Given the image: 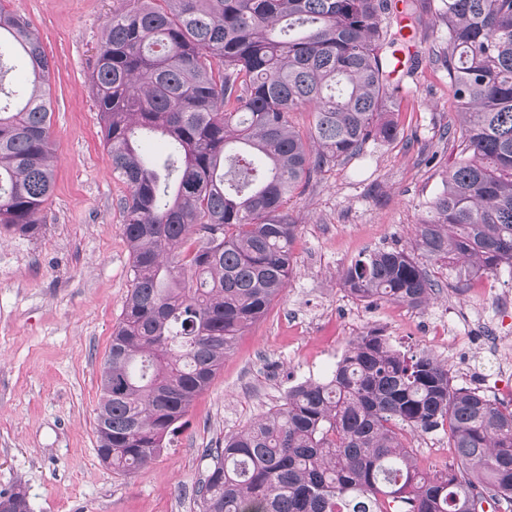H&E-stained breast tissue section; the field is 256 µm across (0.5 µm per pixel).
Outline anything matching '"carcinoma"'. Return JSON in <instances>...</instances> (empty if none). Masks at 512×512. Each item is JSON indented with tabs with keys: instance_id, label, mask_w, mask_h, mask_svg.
I'll return each instance as SVG.
<instances>
[{
	"instance_id": "cac0c4a2",
	"label": "carcinoma",
	"mask_w": 512,
	"mask_h": 512,
	"mask_svg": "<svg viewBox=\"0 0 512 512\" xmlns=\"http://www.w3.org/2000/svg\"><path fill=\"white\" fill-rule=\"evenodd\" d=\"M92 70L132 259V288L101 368L97 452L154 461L239 336L286 290L299 225L288 200L326 166L397 134L392 0H129ZM443 65L461 150L411 248L373 250L340 279L359 300L417 308L448 274L512 269V0H441ZM18 56L31 88L0 110V232L43 229L54 181L50 62L29 21L0 10V82ZM310 107L309 135L290 113ZM169 151L147 158L142 136ZM197 235L196 247H181ZM448 435L453 463L419 467L405 432ZM200 512H512V408L452 385L448 365L370 332L323 381L208 449ZM31 512L26 491L2 493Z\"/></svg>"
}]
</instances>
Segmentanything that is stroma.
I'll list each match as a JSON object with an SVG mask.
<instances>
[{"label": "stroma", "instance_id": "obj_1", "mask_svg": "<svg viewBox=\"0 0 512 512\" xmlns=\"http://www.w3.org/2000/svg\"><path fill=\"white\" fill-rule=\"evenodd\" d=\"M417 65L402 77L397 136L314 174L288 203L299 224L293 272L266 316L240 336L208 389L146 472L97 455L101 366L131 289V257L104 147L91 74L117 0H0L25 17L50 61L56 167L45 229L0 236V491L25 487L31 512H200L207 448L279 408L288 390L321 380L348 344L378 331L401 350H427L455 387L512 404V270L449 275L425 261L436 293L419 308L361 301L339 273L361 253L409 246L459 159L461 117L440 59V0H408ZM420 467L453 459L444 433L410 438Z\"/></svg>", "mask_w": 512, "mask_h": 512}]
</instances>
